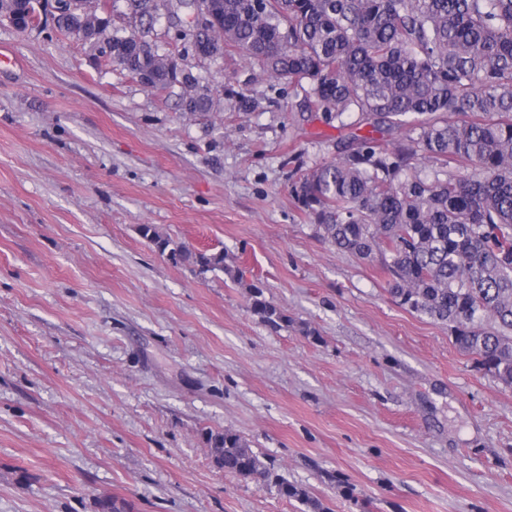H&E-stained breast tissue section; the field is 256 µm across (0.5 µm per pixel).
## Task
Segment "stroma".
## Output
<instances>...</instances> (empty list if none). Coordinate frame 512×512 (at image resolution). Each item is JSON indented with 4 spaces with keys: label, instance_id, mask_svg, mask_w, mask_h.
I'll use <instances>...</instances> for the list:
<instances>
[{
    "label": "stroma",
    "instance_id": "35a3bbf8",
    "mask_svg": "<svg viewBox=\"0 0 512 512\" xmlns=\"http://www.w3.org/2000/svg\"><path fill=\"white\" fill-rule=\"evenodd\" d=\"M177 62L219 86L210 112L0 18V512H308L213 464L227 428L333 512H512V388L292 192L335 124L239 55ZM254 284L290 325L252 314ZM141 236L160 254L176 264L188 265L199 274L205 275L216 270L224 271V253L195 251L182 242L174 240L154 224H142L139 227Z\"/></svg>",
    "mask_w": 512,
    "mask_h": 512
}]
</instances>
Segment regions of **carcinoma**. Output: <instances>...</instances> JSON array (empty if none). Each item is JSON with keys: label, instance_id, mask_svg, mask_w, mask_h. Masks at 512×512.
<instances>
[{"label": "carcinoma", "instance_id": "1", "mask_svg": "<svg viewBox=\"0 0 512 512\" xmlns=\"http://www.w3.org/2000/svg\"><path fill=\"white\" fill-rule=\"evenodd\" d=\"M50 0H12L0 17L26 30ZM179 39L245 53L270 79L305 93L326 122L358 112L381 136L351 134L336 158L303 174L298 203L322 238L363 259L389 257L390 292L409 311L450 327L457 348L512 387V0H209L213 20L179 15L197 0H69L61 33L88 41L143 85L174 82L144 39L159 8ZM182 103L207 112L218 89L187 73ZM435 166L433 178L414 164ZM160 254L200 274L224 252L195 251L142 224ZM250 310L273 329L288 316L250 289ZM216 467L329 512L288 482L240 434L208 432Z\"/></svg>", "mask_w": 512, "mask_h": 512}]
</instances>
